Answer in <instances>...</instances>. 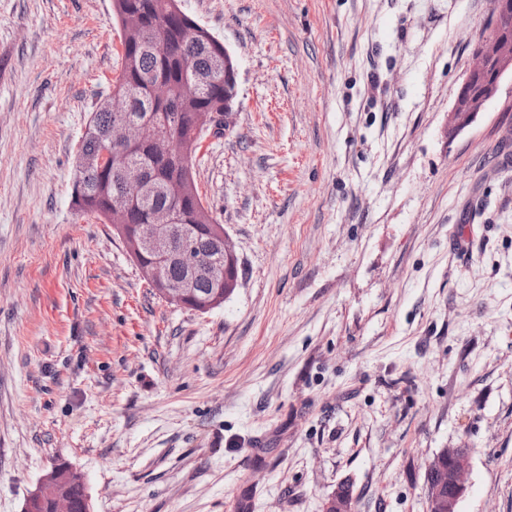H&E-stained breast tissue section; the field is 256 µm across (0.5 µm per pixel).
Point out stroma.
<instances>
[{
	"mask_svg": "<svg viewBox=\"0 0 512 512\" xmlns=\"http://www.w3.org/2000/svg\"><path fill=\"white\" fill-rule=\"evenodd\" d=\"M238 94L193 160L240 261L166 303L71 206L112 0H0V512L55 465L92 512H512V80L462 132L491 0H181ZM470 454L465 448H445L427 469L428 512H457L467 491Z\"/></svg>",
	"mask_w": 512,
	"mask_h": 512,
	"instance_id": "stroma-1",
	"label": "stroma"
}]
</instances>
